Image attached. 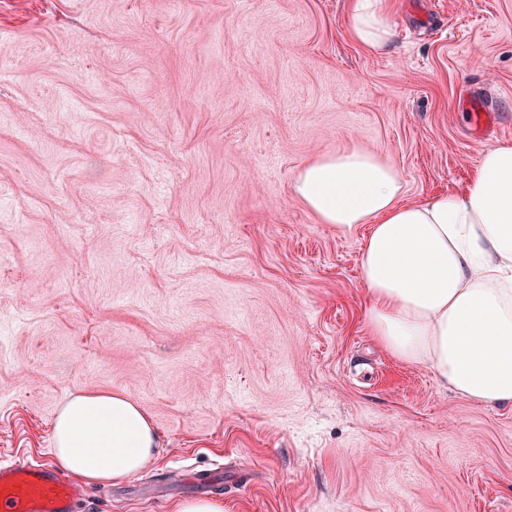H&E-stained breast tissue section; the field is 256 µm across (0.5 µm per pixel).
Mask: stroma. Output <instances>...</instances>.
I'll use <instances>...</instances> for the list:
<instances>
[{"instance_id":"35a3bbf8","label":"stroma","mask_w":512,"mask_h":512,"mask_svg":"<svg viewBox=\"0 0 512 512\" xmlns=\"http://www.w3.org/2000/svg\"><path fill=\"white\" fill-rule=\"evenodd\" d=\"M0 0V453L52 461L79 393L158 453L92 512H512V406L370 336L361 231L293 190L353 142L414 202L512 141V0ZM392 0H348L347 18L352 38L372 55L386 54L397 39Z\"/></svg>"}]
</instances>
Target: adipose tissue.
<instances>
[{
  "label": "adipose tissue",
  "mask_w": 512,
  "mask_h": 512,
  "mask_svg": "<svg viewBox=\"0 0 512 512\" xmlns=\"http://www.w3.org/2000/svg\"><path fill=\"white\" fill-rule=\"evenodd\" d=\"M347 18L365 51L392 50L391 0H348ZM294 192L321 223L364 229L367 320L387 352L465 399L512 404V142L486 149L463 190L415 203L395 165L356 145L303 167ZM157 446L148 415L118 392L72 396L55 416L54 460L89 485L139 471Z\"/></svg>",
  "instance_id": "ef3b65f1"
}]
</instances>
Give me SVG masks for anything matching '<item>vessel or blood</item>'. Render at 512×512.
Masks as SVG:
<instances>
[{
    "label": "vessel or blood",
    "instance_id": "b4317fda",
    "mask_svg": "<svg viewBox=\"0 0 512 512\" xmlns=\"http://www.w3.org/2000/svg\"><path fill=\"white\" fill-rule=\"evenodd\" d=\"M84 490L51 463L0 459V512H83Z\"/></svg>",
    "mask_w": 512,
    "mask_h": 512
}]
</instances>
